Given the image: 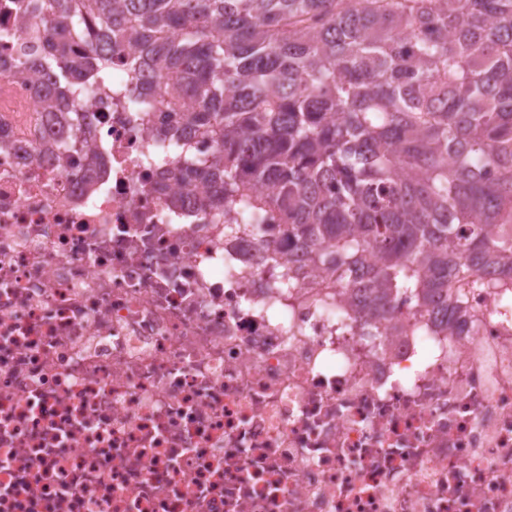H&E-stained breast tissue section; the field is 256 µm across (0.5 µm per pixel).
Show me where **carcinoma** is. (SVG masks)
<instances>
[{
	"label": "carcinoma",
	"instance_id": "1",
	"mask_svg": "<svg viewBox=\"0 0 512 512\" xmlns=\"http://www.w3.org/2000/svg\"><path fill=\"white\" fill-rule=\"evenodd\" d=\"M10 2L42 26L49 52L13 74L44 100L42 70L78 101L141 45L128 105L183 156L173 178L363 289L368 316L405 297L453 324L465 289H512V0Z\"/></svg>",
	"mask_w": 512,
	"mask_h": 512
}]
</instances>
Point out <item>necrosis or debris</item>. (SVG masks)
<instances>
[{"instance_id": "obj_1", "label": "necrosis or debris", "mask_w": 512, "mask_h": 512, "mask_svg": "<svg viewBox=\"0 0 512 512\" xmlns=\"http://www.w3.org/2000/svg\"><path fill=\"white\" fill-rule=\"evenodd\" d=\"M0 28V512H512L492 271L464 332L374 320L178 188L116 92L44 114L9 73L35 26Z\"/></svg>"}]
</instances>
